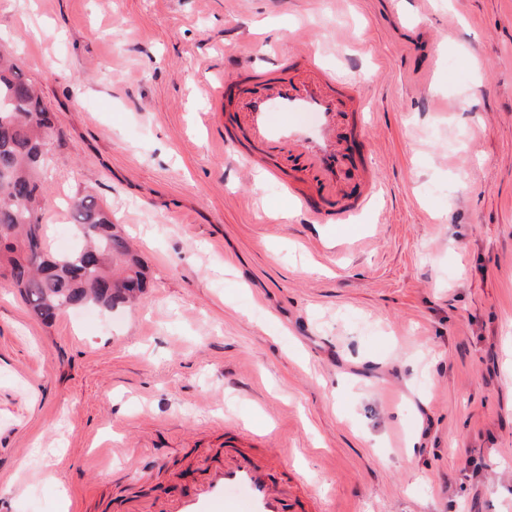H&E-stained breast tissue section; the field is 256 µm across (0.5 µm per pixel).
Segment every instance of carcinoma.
Wrapping results in <instances>:
<instances>
[{
	"mask_svg": "<svg viewBox=\"0 0 512 512\" xmlns=\"http://www.w3.org/2000/svg\"><path fill=\"white\" fill-rule=\"evenodd\" d=\"M0 280L22 294L42 320L88 304L113 309L142 297L146 283L137 251L112 223V212L91 194L69 202L71 223L83 244L68 254L47 255L42 210V171L61 131L24 77L13 55H0Z\"/></svg>",
	"mask_w": 512,
	"mask_h": 512,
	"instance_id": "cac0c4a2",
	"label": "carcinoma"
}]
</instances>
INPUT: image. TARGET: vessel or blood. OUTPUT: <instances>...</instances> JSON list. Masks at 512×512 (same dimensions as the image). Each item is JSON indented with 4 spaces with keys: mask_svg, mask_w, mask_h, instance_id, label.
I'll list each match as a JSON object with an SVG mask.
<instances>
[{
    "mask_svg": "<svg viewBox=\"0 0 512 512\" xmlns=\"http://www.w3.org/2000/svg\"><path fill=\"white\" fill-rule=\"evenodd\" d=\"M280 75L262 90L243 89L238 110L245 118L249 145L239 154L247 164L287 153L296 171L306 176L326 202L311 211L314 222L348 224L376 191L368 185L357 200H347V158L338 135V119L363 113L365 99L316 58L298 64L281 59ZM280 449L260 458L234 446L224 449L223 463L212 467L198 492L178 503L174 512H295L299 496L308 494L305 478L288 472Z\"/></svg>",
    "mask_w": 512,
    "mask_h": 512,
    "instance_id": "1",
    "label": "vessel or blood"
}]
</instances>
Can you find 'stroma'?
I'll return each instance as SVG.
<instances>
[{"mask_svg": "<svg viewBox=\"0 0 512 512\" xmlns=\"http://www.w3.org/2000/svg\"><path fill=\"white\" fill-rule=\"evenodd\" d=\"M0 41L150 288L49 324L0 285V512H166L228 428L289 449L329 512H512V0H0ZM315 52L368 101L379 190L300 219L211 88Z\"/></svg>", "mask_w": 512, "mask_h": 512, "instance_id": "35a3bbf8", "label": "stroma"}]
</instances>
